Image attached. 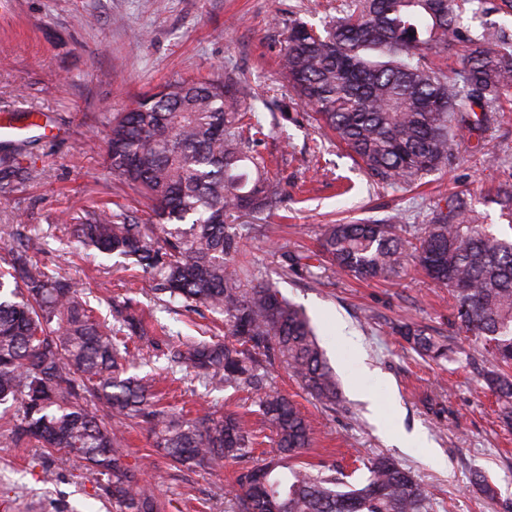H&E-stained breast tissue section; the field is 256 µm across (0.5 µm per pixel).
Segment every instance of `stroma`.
Masks as SVG:
<instances>
[{
  "label": "stroma",
  "mask_w": 512,
  "mask_h": 512,
  "mask_svg": "<svg viewBox=\"0 0 512 512\" xmlns=\"http://www.w3.org/2000/svg\"><path fill=\"white\" fill-rule=\"evenodd\" d=\"M340 2L0 0V118L36 111L51 131L19 157L38 177L0 198V241L10 242L17 227L35 228L44 241L40 261L84 287L100 316L108 315L113 297L130 299L155 339L150 363L134 372L154 373L165 402L188 410L210 402L219 412L258 422L253 394L166 369V352L202 336L220 315L167 308L147 274L91 251L71 253L53 227L61 212L77 214L93 204L142 209L141 197L104 164L113 113L177 79L246 85L253 93L248 107L264 115L256 149L271 159L283 201L262 216L236 217L239 261L249 278L276 284L305 308L340 382V402L331 410L307 395L284 365L267 370V388L294 400L313 430L303 461L336 466L357 483L366 462L384 454L424 485L429 512H512V430L500 423L495 398L483 386L489 357L459 331L448 291L411 266L396 280L365 282L332 272L313 256L321 225L397 213L404 223L423 224L435 206L462 191L487 223L511 230L484 199L512 183V104H505L484 149L465 142L452 166L413 188L378 183L318 130L279 67L289 20L323 29ZM261 223L275 225L276 234H260ZM287 253L312 254L311 269L287 270ZM397 321L449 337L451 360H422L393 333ZM123 453L159 512H230L227 493L240 463L226 462L217 472L172 464L136 426L127 430ZM479 473L494 496L476 485ZM0 512H112V505L102 488L83 479L79 461L60 463L44 448L0 447Z\"/></svg>",
  "instance_id": "35a3bbf8"
}]
</instances>
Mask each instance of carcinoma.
I'll return each mask as SVG.
<instances>
[{"label":"carcinoma","instance_id":"obj_1","mask_svg":"<svg viewBox=\"0 0 512 512\" xmlns=\"http://www.w3.org/2000/svg\"><path fill=\"white\" fill-rule=\"evenodd\" d=\"M474 4L512 9V0H344L341 16L321 31L288 25L280 66L319 127L370 176L410 186L452 166L461 139L484 141L512 95V29L465 28L461 17ZM449 46L460 60L444 70L426 51ZM248 96L221 79L182 80L111 117L105 164L149 201L147 218L93 205L79 217L62 213L56 227L76 250L149 273L162 302L224 315V341L186 340L168 361L259 394L277 451L238 473L234 512H428L424 487L385 456L372 458L356 485L298 461L312 442L309 421L286 395L265 390L266 365L279 360L323 406L339 399L336 373L303 309L271 283H244L236 262L241 242L227 218L280 203L253 150L264 127L246 111ZM23 146L0 141V196L34 179L33 168L18 162ZM490 202L512 226V185ZM401 230L396 216L325 224L319 252L334 271L361 279L397 277L411 260L448 289L458 329L496 362L486 384L511 427L512 238L488 230L460 195L416 226L413 239ZM16 240L0 247V406L14 409L7 447L82 460L92 481L105 483L113 512L159 509L120 453L131 424L177 463L215 470L251 453L259 435L243 416L201 408L188 417L158 406L154 377L126 376L130 344H153L129 300L113 298V321L100 319L73 280L40 263L39 236L18 232ZM399 334L425 358H449L445 339L409 324Z\"/></svg>","mask_w":512,"mask_h":512}]
</instances>
